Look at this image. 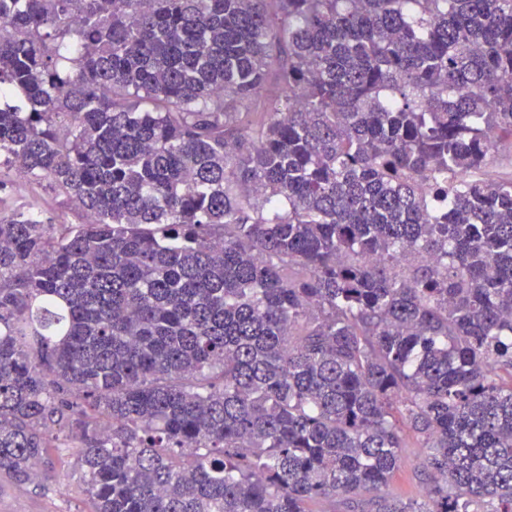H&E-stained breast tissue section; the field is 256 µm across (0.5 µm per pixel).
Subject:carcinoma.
I'll list each match as a JSON object with an SVG mask.
<instances>
[{
  "mask_svg": "<svg viewBox=\"0 0 512 512\" xmlns=\"http://www.w3.org/2000/svg\"><path fill=\"white\" fill-rule=\"evenodd\" d=\"M504 138L512 0H0V194L89 217L0 208V470L71 451L90 512H512ZM411 438L420 503L384 496ZM16 189L28 197L35 199L38 206L43 211V217L52 221V224L65 222L66 224H82L85 220L84 214L74 202L65 201L62 197H57L49 190L41 188L31 189L26 182L18 179Z\"/></svg>",
  "mask_w": 512,
  "mask_h": 512,
  "instance_id": "1",
  "label": "carcinoma"
}]
</instances>
